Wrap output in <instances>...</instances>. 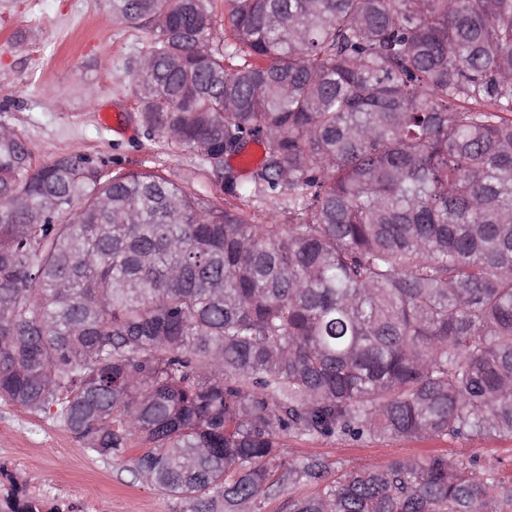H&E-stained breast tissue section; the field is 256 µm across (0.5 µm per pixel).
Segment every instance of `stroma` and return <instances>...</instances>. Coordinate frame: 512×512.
Listing matches in <instances>:
<instances>
[{
  "label": "stroma",
  "mask_w": 512,
  "mask_h": 512,
  "mask_svg": "<svg viewBox=\"0 0 512 512\" xmlns=\"http://www.w3.org/2000/svg\"><path fill=\"white\" fill-rule=\"evenodd\" d=\"M144 30L115 23L108 0H0V122L29 145L34 164L90 159L106 174L149 170L195 196L226 205L224 181L188 151L149 140L136 119L128 65ZM284 456L326 458L344 469L396 455L477 457L512 477V439L375 441L286 438ZM135 451L104 461L81 451L60 421L0 400V465L62 512H190L134 473Z\"/></svg>",
  "instance_id": "stroma-1"
}]
</instances>
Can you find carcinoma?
<instances>
[{
  "label": "carcinoma",
  "instance_id": "carcinoma-1",
  "mask_svg": "<svg viewBox=\"0 0 512 512\" xmlns=\"http://www.w3.org/2000/svg\"><path fill=\"white\" fill-rule=\"evenodd\" d=\"M147 135L250 223L152 172L39 166L0 133V398L103 460L243 512L320 486L283 436L512 437V0H112ZM262 148L242 180L227 159ZM0 512H59L0 469ZM289 512H512L476 458L336 472ZM241 207L247 211L252 224H267L271 215H276L281 222H288V194H271L251 201ZM314 492L313 487L298 486L288 493V485L279 493L267 499H259L245 505L247 512H288V497H306Z\"/></svg>",
  "mask_w": 512,
  "mask_h": 512
}]
</instances>
